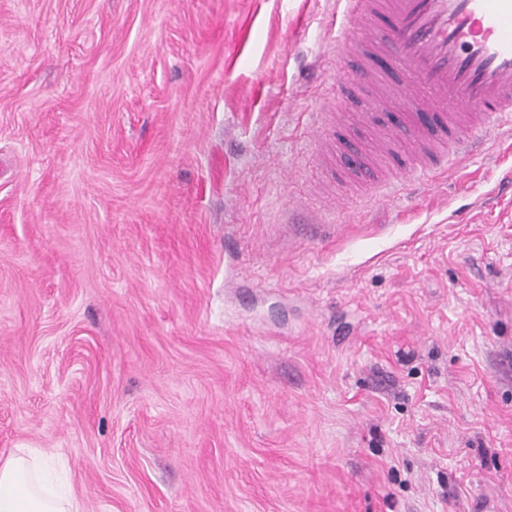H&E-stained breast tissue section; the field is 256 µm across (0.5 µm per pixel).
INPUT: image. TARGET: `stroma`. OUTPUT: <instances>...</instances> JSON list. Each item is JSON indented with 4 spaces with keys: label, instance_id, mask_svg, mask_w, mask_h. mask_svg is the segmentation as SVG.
Returning <instances> with one entry per match:
<instances>
[{
    "label": "stroma",
    "instance_id": "stroma-1",
    "mask_svg": "<svg viewBox=\"0 0 512 512\" xmlns=\"http://www.w3.org/2000/svg\"><path fill=\"white\" fill-rule=\"evenodd\" d=\"M336 0H0V462L81 512H512V133L336 200Z\"/></svg>",
    "mask_w": 512,
    "mask_h": 512
}]
</instances>
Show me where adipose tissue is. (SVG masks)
<instances>
[{
    "label": "adipose tissue",
    "instance_id": "1",
    "mask_svg": "<svg viewBox=\"0 0 512 512\" xmlns=\"http://www.w3.org/2000/svg\"><path fill=\"white\" fill-rule=\"evenodd\" d=\"M42 464L22 455L0 463V512H79L75 498H61L41 485Z\"/></svg>",
    "mask_w": 512,
    "mask_h": 512
}]
</instances>
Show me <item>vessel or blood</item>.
Returning a JSON list of instances; mask_svg holds the SVG:
<instances>
[{
    "label": "vessel or blood",
    "instance_id": "vessel-or-blood-1",
    "mask_svg": "<svg viewBox=\"0 0 512 512\" xmlns=\"http://www.w3.org/2000/svg\"><path fill=\"white\" fill-rule=\"evenodd\" d=\"M336 59L354 62L331 86L338 105L367 87L355 112L375 145L406 131L410 178L436 182L450 148L472 155L483 132L512 129V0H341Z\"/></svg>",
    "mask_w": 512,
    "mask_h": 512
}]
</instances>
